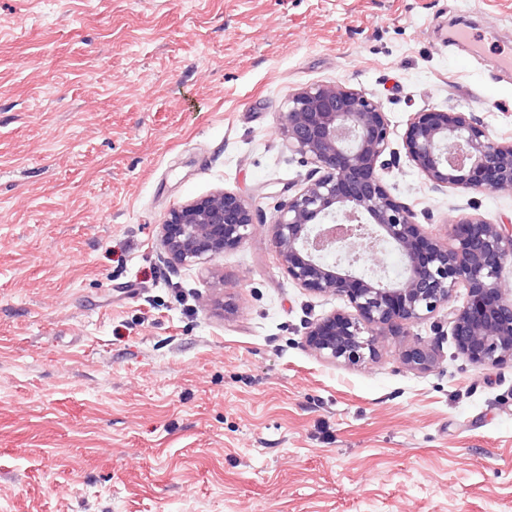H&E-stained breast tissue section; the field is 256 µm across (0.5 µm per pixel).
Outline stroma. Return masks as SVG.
Returning <instances> with one entry per match:
<instances>
[{
    "instance_id": "35a3bbf8",
    "label": "stroma",
    "mask_w": 512,
    "mask_h": 512,
    "mask_svg": "<svg viewBox=\"0 0 512 512\" xmlns=\"http://www.w3.org/2000/svg\"><path fill=\"white\" fill-rule=\"evenodd\" d=\"M509 53L512 0H0V512H512V362L469 363L444 307L324 358L310 324L352 307L271 237L309 170L285 99L336 81L380 103L426 235L512 222L403 148L431 109L512 141ZM224 190L249 236L170 264V210Z\"/></svg>"
}]
</instances>
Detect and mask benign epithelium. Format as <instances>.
<instances>
[{
    "label": "benign epithelium",
    "mask_w": 512,
    "mask_h": 512,
    "mask_svg": "<svg viewBox=\"0 0 512 512\" xmlns=\"http://www.w3.org/2000/svg\"><path fill=\"white\" fill-rule=\"evenodd\" d=\"M281 133L288 149L312 165L298 190L277 210L273 246L288 276L303 288L347 299L356 314L334 313L307 336L327 358L349 364L375 357L385 328L408 325L447 306L457 286L469 301L448 309L458 353L478 367L512 360V291L502 274L512 266V229L480 218L452 225L455 244L430 240L422 264L412 243L425 238L416 213L387 191L380 172L390 162V129L381 106L339 82L313 84L288 96ZM408 161L436 190L472 188L512 192V143L492 138L480 122L459 112L429 110L409 120L403 136ZM165 225L170 258L192 263L240 244L254 227L251 208L235 193L220 192L173 208ZM397 251L403 262L392 279L325 262L328 247H347L362 227ZM434 353L417 348L407 362L425 368Z\"/></svg>",
    "instance_id": "obj_1"
}]
</instances>
